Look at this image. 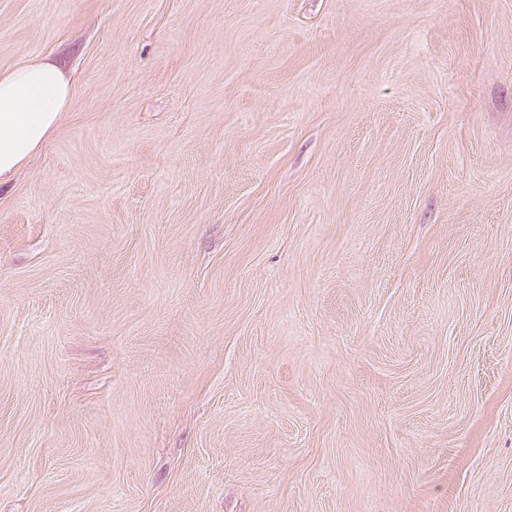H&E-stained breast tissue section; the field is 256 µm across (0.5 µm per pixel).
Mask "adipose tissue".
Instances as JSON below:
<instances>
[{"mask_svg":"<svg viewBox=\"0 0 512 512\" xmlns=\"http://www.w3.org/2000/svg\"><path fill=\"white\" fill-rule=\"evenodd\" d=\"M72 94L61 67L33 59L0 73V184L45 146Z\"/></svg>","mask_w":512,"mask_h":512,"instance_id":"ef3b65f1","label":"adipose tissue"}]
</instances>
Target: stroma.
<instances>
[{
	"mask_svg": "<svg viewBox=\"0 0 512 512\" xmlns=\"http://www.w3.org/2000/svg\"><path fill=\"white\" fill-rule=\"evenodd\" d=\"M35 57L0 512H512V0H0Z\"/></svg>",
	"mask_w": 512,
	"mask_h": 512,
	"instance_id": "1",
	"label": "stroma"
}]
</instances>
